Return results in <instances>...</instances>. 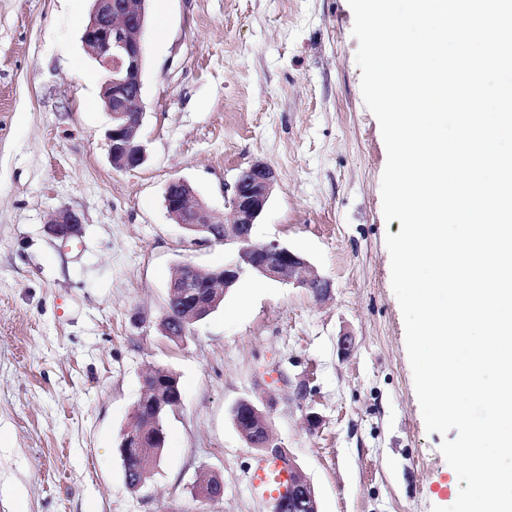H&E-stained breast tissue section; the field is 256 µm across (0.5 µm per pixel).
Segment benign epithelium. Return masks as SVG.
Returning <instances> with one entry per match:
<instances>
[{
  "mask_svg": "<svg viewBox=\"0 0 512 512\" xmlns=\"http://www.w3.org/2000/svg\"><path fill=\"white\" fill-rule=\"evenodd\" d=\"M148 0H93L81 40L86 52L105 72L102 98L110 116L108 132L112 165L119 171L141 167L146 160L138 139L142 122V76L144 71L143 35L148 24ZM275 173L265 163H254L237 176L231 196L232 221L219 224L184 179L171 180L165 188L164 202L169 217L201 242L224 243L232 257L224 267L203 268L182 262L169 284L166 313L160 323L163 336L182 340L190 327L208 317L220 304L225 292L243 279L258 275L266 279L296 284L321 296L330 283L309 269L308 261L277 240L258 242L253 229L269 201L275 185ZM52 237L68 241L81 232V218L71 209L58 210L46 226ZM179 311L173 317V311ZM167 370L148 372L143 380L144 393L137 401L134 422L156 425L168 411L165 379ZM273 400L239 401L231 411L233 424L249 447L259 456H273L284 463L293 476L288 497L273 504V512H319L318 500L310 482L288 449L274 438L269 409ZM145 429L128 427L120 451L123 463L144 447Z\"/></svg>",
  "mask_w": 512,
  "mask_h": 512,
  "instance_id": "obj_1",
  "label": "benign epithelium"
}]
</instances>
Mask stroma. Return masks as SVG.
Here are the masks:
<instances>
[{
  "mask_svg": "<svg viewBox=\"0 0 512 512\" xmlns=\"http://www.w3.org/2000/svg\"><path fill=\"white\" fill-rule=\"evenodd\" d=\"M90 8L0 0V512H272L231 419L269 396L320 512L452 505L440 445L457 433L427 432L417 398L385 243L401 226L382 212L387 153L348 0H150L147 160L132 172L110 160L104 76L81 42ZM257 161L276 182L255 239L302 254L330 289L252 276L171 341L176 267L231 251L173 224L165 187L185 179L227 222ZM62 207L82 220L66 245L46 231ZM153 368L176 374L181 403L133 491L119 445ZM215 474L223 497L196 498Z\"/></svg>",
  "mask_w": 512,
  "mask_h": 512,
  "instance_id": "stroma-1",
  "label": "stroma"
}]
</instances>
